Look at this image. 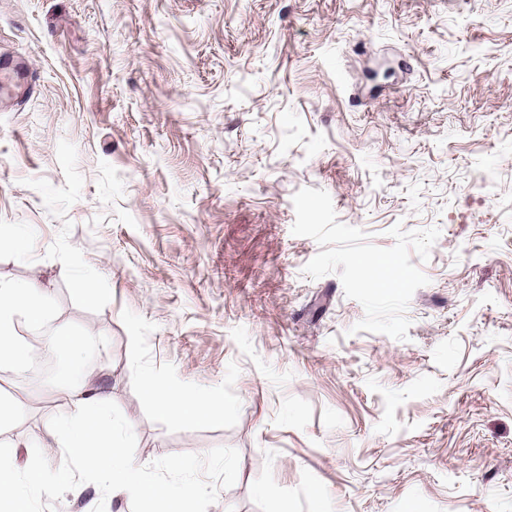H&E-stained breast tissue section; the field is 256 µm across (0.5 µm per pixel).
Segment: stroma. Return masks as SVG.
Listing matches in <instances>:
<instances>
[{"label":"stroma","instance_id":"35a3bbf8","mask_svg":"<svg viewBox=\"0 0 512 512\" xmlns=\"http://www.w3.org/2000/svg\"><path fill=\"white\" fill-rule=\"evenodd\" d=\"M2 53L0 280L43 282L34 334L101 336L151 487L83 472L55 378L6 361L29 512H512V0H0ZM306 187L382 248L439 228L408 340L304 274ZM145 390L156 412L166 419L188 418L201 421L215 413V409L204 399L178 387L157 386L146 381Z\"/></svg>","mask_w":512,"mask_h":512}]
</instances>
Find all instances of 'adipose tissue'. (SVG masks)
<instances>
[{"label": "adipose tissue", "mask_w": 512, "mask_h": 512, "mask_svg": "<svg viewBox=\"0 0 512 512\" xmlns=\"http://www.w3.org/2000/svg\"><path fill=\"white\" fill-rule=\"evenodd\" d=\"M45 303L46 293L38 282L0 281V360L8 359L21 370L31 367L32 353L17 333L16 319L21 316L28 324L41 323ZM145 390L156 412L166 419L201 421L215 413L204 399L178 387L149 382ZM63 393L73 407V415L65 421H47L46 432L77 457L86 473L107 480L129 496L146 494L148 487L128 461L123 440L112 435L109 396L96 384L93 371H86L78 384L64 387Z\"/></svg>", "instance_id": "adipose-tissue-1"}]
</instances>
